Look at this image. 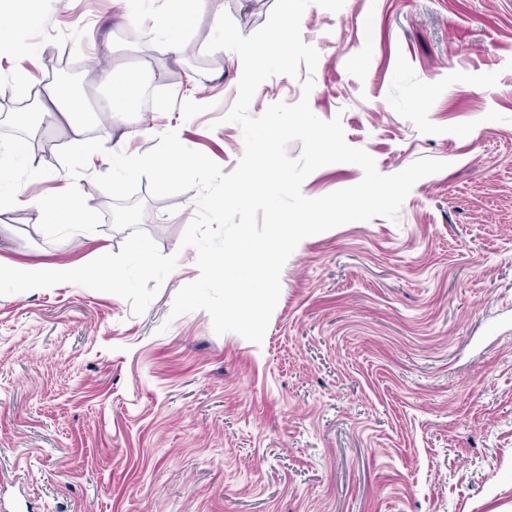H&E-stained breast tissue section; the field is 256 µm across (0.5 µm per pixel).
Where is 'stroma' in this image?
I'll return each mask as SVG.
<instances>
[{"label":"stroma","instance_id":"obj_1","mask_svg":"<svg viewBox=\"0 0 512 512\" xmlns=\"http://www.w3.org/2000/svg\"><path fill=\"white\" fill-rule=\"evenodd\" d=\"M275 0H205L180 55L142 39L119 15L155 27L171 0H28L37 25L15 28L24 61L0 49V144L25 143L44 174L31 194L76 188L83 233L48 228L39 208L0 219V264L83 265L119 253L127 233L93 181L110 162L75 163L66 127L17 126L12 70L47 83L67 56L105 150L130 153L177 130L231 172L244 144L223 117L237 97L233 52H204L213 18L242 35ZM315 72L263 82L249 111L295 103L310 77L313 113L341 116L350 146L381 174L421 158L397 220L351 222L303 239L281 273L262 344L216 335L207 312L170 318L199 271L181 236L195 191L158 199L140 184L143 229L179 253L143 315L76 284L0 296V497L20 512H512V0H345L309 6ZM150 95L101 116L103 47ZM150 62L151 71L141 63ZM50 151L51 160L38 159ZM334 163L302 184L317 198L357 184Z\"/></svg>","mask_w":512,"mask_h":512}]
</instances>
